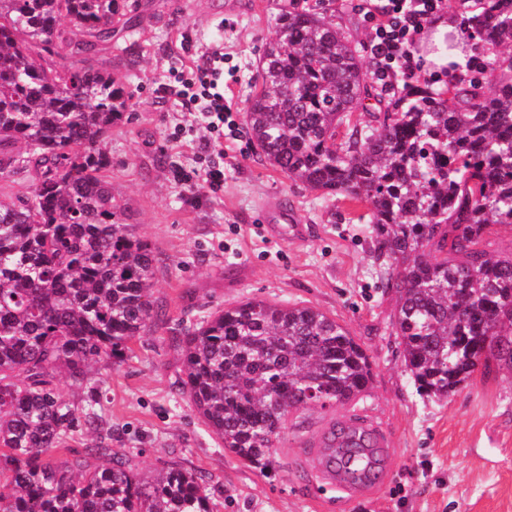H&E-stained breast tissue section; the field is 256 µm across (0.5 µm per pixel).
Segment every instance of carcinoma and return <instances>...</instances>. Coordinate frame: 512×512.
<instances>
[{"instance_id": "1", "label": "carcinoma", "mask_w": 512, "mask_h": 512, "mask_svg": "<svg viewBox=\"0 0 512 512\" xmlns=\"http://www.w3.org/2000/svg\"><path fill=\"white\" fill-rule=\"evenodd\" d=\"M138 0H0V178L32 170L31 194L0 198V512H212L204 479H145L98 444L72 461L75 418L54 384L130 350L153 319L156 255L125 223L100 141L125 115L124 83L95 52L135 26ZM468 23L496 51L495 89L415 85L390 101L357 51L309 8L284 12L247 122L261 157L294 183L366 206L392 330L417 391L444 399L478 368L512 370V0H475ZM56 57L51 66L34 56ZM378 112L350 115L364 100ZM181 389L224 449L264 468L290 414L365 394L371 366L336 320L249 299L180 339ZM108 457L105 463L99 462Z\"/></svg>"}]
</instances>
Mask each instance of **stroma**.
I'll return each instance as SVG.
<instances>
[{
    "label": "stroma",
    "mask_w": 512,
    "mask_h": 512,
    "mask_svg": "<svg viewBox=\"0 0 512 512\" xmlns=\"http://www.w3.org/2000/svg\"><path fill=\"white\" fill-rule=\"evenodd\" d=\"M135 30L99 51L131 94L126 117L103 149L109 181L128 207L127 221L156 258L155 318L125 358L95 370L98 395L55 384L77 417L98 416L97 430L79 428L71 454L98 442L131 458L143 478L172 466L201 473L213 512H512V372H476L448 398L417 394L391 334L394 296L373 258L375 243L363 204L325 198L261 160L247 124L249 98L262 87L263 53L282 11L315 5L357 49L377 84L371 36L381 17L366 0H139ZM224 41V95L240 132L224 144V190L207 193L197 139L204 118L186 110L170 70L192 64ZM139 54L122 64L123 48ZM190 178H175V170ZM287 201L297 229L262 222L263 206ZM311 306L345 328L368 352L372 381L360 399L290 416L268 468L225 451L181 392L179 339L212 312L249 298ZM373 422L389 457L380 485L347 506L344 493L314 494L299 452L324 426Z\"/></svg>",
    "instance_id": "stroma-1"
}]
</instances>
